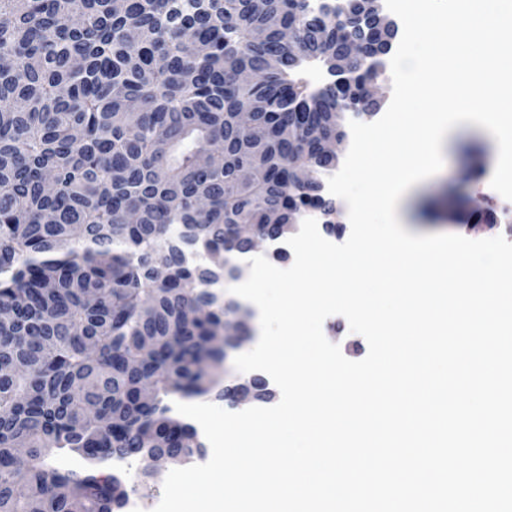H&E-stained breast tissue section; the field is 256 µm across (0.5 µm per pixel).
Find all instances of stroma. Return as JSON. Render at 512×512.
Segmentation results:
<instances>
[{
	"instance_id": "1",
	"label": "stroma",
	"mask_w": 512,
	"mask_h": 512,
	"mask_svg": "<svg viewBox=\"0 0 512 512\" xmlns=\"http://www.w3.org/2000/svg\"><path fill=\"white\" fill-rule=\"evenodd\" d=\"M444 167L436 175L417 184L402 204L404 228L414 235L459 234L471 239L506 235L512 226V201L483 192L480 184L468 179V169L489 165L498 152L495 138L483 128L465 127L442 147ZM168 466H160L155 476H141L139 469L118 470L129 496L139 498L147 512H153L162 497Z\"/></svg>"
}]
</instances>
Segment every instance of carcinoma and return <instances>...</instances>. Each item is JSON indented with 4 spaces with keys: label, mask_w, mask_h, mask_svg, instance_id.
I'll use <instances>...</instances> for the list:
<instances>
[{
    "label": "carcinoma",
    "mask_w": 512,
    "mask_h": 512,
    "mask_svg": "<svg viewBox=\"0 0 512 512\" xmlns=\"http://www.w3.org/2000/svg\"><path fill=\"white\" fill-rule=\"evenodd\" d=\"M372 7L0 0V512L121 507L115 476L60 452L146 471L152 436L175 461L202 447L170 403L222 383L214 337L236 321L202 269L241 252V224L281 236L335 209L321 141L360 105L341 85L382 72L371 49L336 58Z\"/></svg>",
    "instance_id": "carcinoma-1"
}]
</instances>
